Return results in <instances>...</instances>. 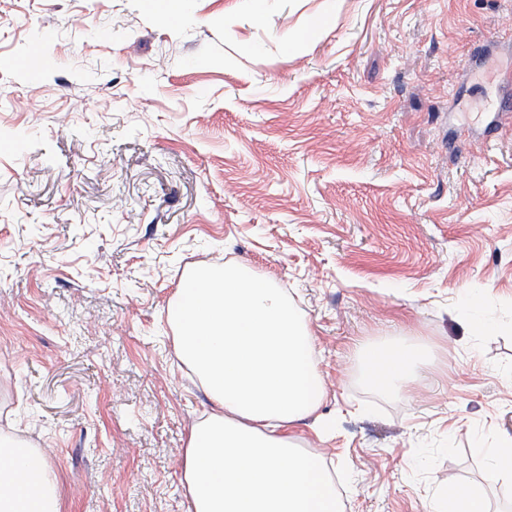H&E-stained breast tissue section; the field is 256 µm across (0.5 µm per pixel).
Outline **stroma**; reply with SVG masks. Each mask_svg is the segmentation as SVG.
Instances as JSON below:
<instances>
[{
	"label": "stroma",
	"mask_w": 512,
	"mask_h": 512,
	"mask_svg": "<svg viewBox=\"0 0 512 512\" xmlns=\"http://www.w3.org/2000/svg\"><path fill=\"white\" fill-rule=\"evenodd\" d=\"M0 0V433L61 512H187L211 408L165 312L195 269L287 290L344 512L512 506V0ZM42 89L28 96L32 74ZM424 342L407 391L360 347ZM459 319L472 331L494 330L499 322L489 315L483 297L478 293H468L458 308ZM484 453L487 469L492 479L512 477V448H479ZM510 462L509 467L504 466V461ZM433 511L436 512H489L485 498L473 489L449 484Z\"/></svg>",
	"instance_id": "obj_1"
}]
</instances>
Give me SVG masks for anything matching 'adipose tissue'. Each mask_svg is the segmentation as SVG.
<instances>
[{
  "label": "adipose tissue",
  "mask_w": 512,
  "mask_h": 512,
  "mask_svg": "<svg viewBox=\"0 0 512 512\" xmlns=\"http://www.w3.org/2000/svg\"><path fill=\"white\" fill-rule=\"evenodd\" d=\"M181 359L213 410L185 451L188 512H341L331 470L293 444L324 387L310 332L284 289L250 269L203 266L166 310ZM369 382L396 390L415 378L420 346L361 350ZM0 512H60L57 478L39 452L0 435Z\"/></svg>",
  "instance_id": "obj_1"
}]
</instances>
